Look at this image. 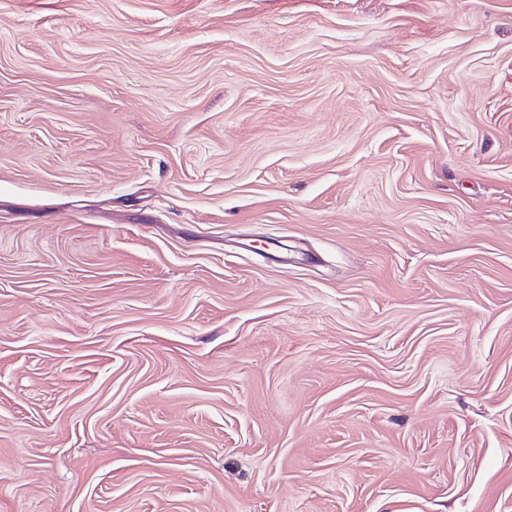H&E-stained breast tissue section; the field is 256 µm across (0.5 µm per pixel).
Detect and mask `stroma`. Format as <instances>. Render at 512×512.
<instances>
[{
    "label": "stroma",
    "instance_id": "1",
    "mask_svg": "<svg viewBox=\"0 0 512 512\" xmlns=\"http://www.w3.org/2000/svg\"><path fill=\"white\" fill-rule=\"evenodd\" d=\"M0 512H512V0H0Z\"/></svg>",
    "mask_w": 512,
    "mask_h": 512
}]
</instances>
